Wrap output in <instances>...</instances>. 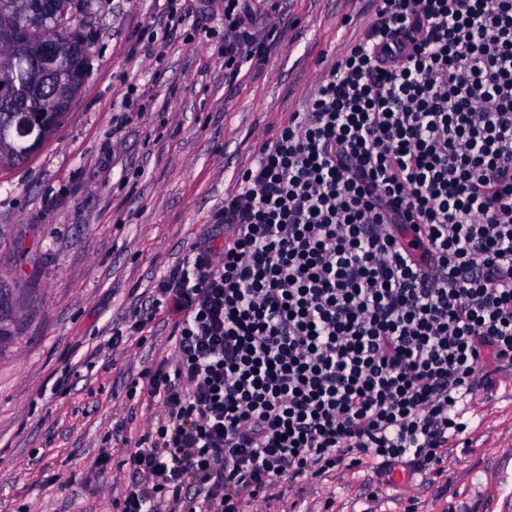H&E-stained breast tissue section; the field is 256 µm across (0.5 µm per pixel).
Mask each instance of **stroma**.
<instances>
[{"instance_id":"stroma-1","label":"stroma","mask_w":512,"mask_h":512,"mask_svg":"<svg viewBox=\"0 0 512 512\" xmlns=\"http://www.w3.org/2000/svg\"><path fill=\"white\" fill-rule=\"evenodd\" d=\"M72 25L90 76L53 136L0 166V279L16 290L0 349V512H121L124 440L152 409L131 384L172 356L156 316L124 344L113 329L214 223L264 132L301 109L359 23L361 0H283L262 72L224 78V0H187L166 32L165 0H78ZM441 474L371 464L280 481L254 512H512V379L475 389ZM107 466H100L102 454ZM378 502L369 503L372 491Z\"/></svg>"}]
</instances>
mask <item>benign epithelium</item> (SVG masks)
<instances>
[{
  "label": "benign epithelium",
  "mask_w": 512,
  "mask_h": 512,
  "mask_svg": "<svg viewBox=\"0 0 512 512\" xmlns=\"http://www.w3.org/2000/svg\"><path fill=\"white\" fill-rule=\"evenodd\" d=\"M15 23L11 29L12 43H31L35 46L33 56L38 60V75L52 79L56 108L66 109L75 97V83L72 77L60 69V62L66 47L72 40L70 31L64 27L62 13L51 8L41 19L28 24L27 0H16ZM45 127L44 112L31 109L21 114L15 132L20 137L33 138L32 145H38Z\"/></svg>",
  "instance_id": "7a95c632"
}]
</instances>
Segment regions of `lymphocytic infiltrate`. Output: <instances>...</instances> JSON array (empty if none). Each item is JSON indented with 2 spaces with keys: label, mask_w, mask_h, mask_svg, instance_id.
<instances>
[{
  "label": "lymphocytic infiltrate",
  "mask_w": 512,
  "mask_h": 512,
  "mask_svg": "<svg viewBox=\"0 0 512 512\" xmlns=\"http://www.w3.org/2000/svg\"><path fill=\"white\" fill-rule=\"evenodd\" d=\"M362 13L113 333L174 318L122 512H242L366 458L381 481L441 473L460 402L512 374V0ZM277 34L254 0H224L227 81Z\"/></svg>",
  "instance_id": "1"
}]
</instances>
